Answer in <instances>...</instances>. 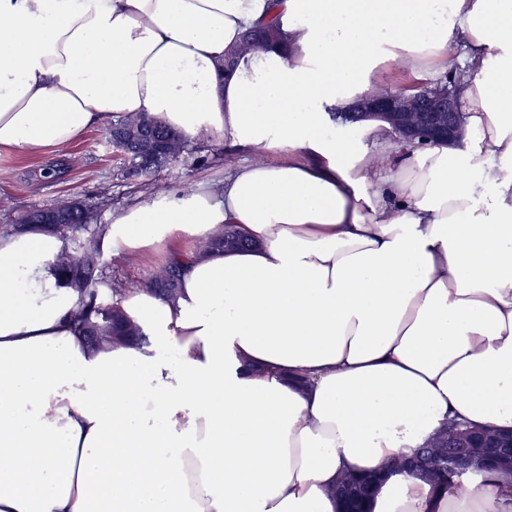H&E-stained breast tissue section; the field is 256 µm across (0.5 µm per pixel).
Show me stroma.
Listing matches in <instances>:
<instances>
[{"label":"stroma","mask_w":512,"mask_h":512,"mask_svg":"<svg viewBox=\"0 0 512 512\" xmlns=\"http://www.w3.org/2000/svg\"><path fill=\"white\" fill-rule=\"evenodd\" d=\"M204 156L206 162L201 166L176 161L151 180L126 179L121 175L123 160L114 152L103 124L92 127L81 141L61 151L24 155L1 152L0 198L7 200L9 208L0 212V234L12 232L16 216L62 198L102 202L98 221L107 224L122 209L154 196L201 186L220 189L234 169L262 158L258 151L214 141ZM63 161L68 168L61 177L38 180V173Z\"/></svg>","instance_id":"1"}]
</instances>
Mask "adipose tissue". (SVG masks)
Returning <instances> with one entry per match:
<instances>
[{
  "mask_svg": "<svg viewBox=\"0 0 512 512\" xmlns=\"http://www.w3.org/2000/svg\"><path fill=\"white\" fill-rule=\"evenodd\" d=\"M273 18L284 47L220 77ZM458 46L463 147L336 137L337 104ZM131 112L288 158L113 217L117 256L251 242L120 296L145 346L87 348L60 241L0 235V512H340L374 472L370 512H512V475L397 467L452 420L512 429V0H0V152ZM246 245H249V243L240 238L236 225L226 224L219 233L210 238L203 239L197 246L196 252L198 255H201L214 250L237 248ZM375 491V479L370 476H346L336 486V496L343 502L342 512H367L365 507Z\"/></svg>",
  "mask_w": 512,
  "mask_h": 512,
  "instance_id": "1",
  "label": "adipose tissue"
}]
</instances>
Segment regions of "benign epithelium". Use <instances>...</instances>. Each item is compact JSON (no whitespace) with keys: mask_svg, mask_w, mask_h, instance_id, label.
I'll use <instances>...</instances> for the list:
<instances>
[{"mask_svg":"<svg viewBox=\"0 0 512 512\" xmlns=\"http://www.w3.org/2000/svg\"><path fill=\"white\" fill-rule=\"evenodd\" d=\"M346 123L378 121L394 132L397 140L412 143L427 137L435 144L455 146L465 137L464 118L453 87L399 92L378 96L365 92L351 112L339 113ZM160 136L149 137L135 155L136 165H156L162 160ZM512 464V431L501 432L491 444L472 434L453 436L448 448V473L462 476L474 468L500 469Z\"/></svg>","mask_w":512,"mask_h":512,"instance_id":"obj_1","label":"benign epithelium"}]
</instances>
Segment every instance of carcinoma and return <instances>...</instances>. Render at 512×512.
<instances>
[{
	"instance_id": "carcinoma-1",
	"label": "carcinoma",
	"mask_w": 512,
	"mask_h": 512,
	"mask_svg": "<svg viewBox=\"0 0 512 512\" xmlns=\"http://www.w3.org/2000/svg\"><path fill=\"white\" fill-rule=\"evenodd\" d=\"M282 40L280 23L270 22L264 27L260 39L244 44L240 43L232 49L236 58H244L250 54L268 49ZM151 125H162V122L143 112L133 113L114 120L112 126L119 129L124 139L138 145L143 139L146 129ZM165 162L172 163L183 157H192L193 150L189 141L179 132L165 138L163 144ZM100 203H78L76 200H64L48 208L50 212L70 214L76 220L68 224H39L35 209L24 214L14 226V232H24L36 228L50 233L61 241V249L54 263L59 282L76 291L79 295V309L74 315L73 323L78 335L89 343L105 348L111 343L137 341L147 343L143 329L128 319L115 305L105 303V296L114 297L136 284L112 278L108 270L112 264L104 261L103 240L107 225L95 224L93 220ZM248 245L240 238L234 224H226L219 233L202 240L197 246V254H207L214 250L237 248ZM179 271L167 263L157 269L141 287L163 295L171 300L178 293ZM466 425L451 422L445 430L425 447L410 458L400 462V467L408 472L426 474L437 488H451L459 485V477L448 474V434L463 433ZM375 491V479L370 476H346L336 486V496L343 502V512H367L366 504Z\"/></svg>"
}]
</instances>
